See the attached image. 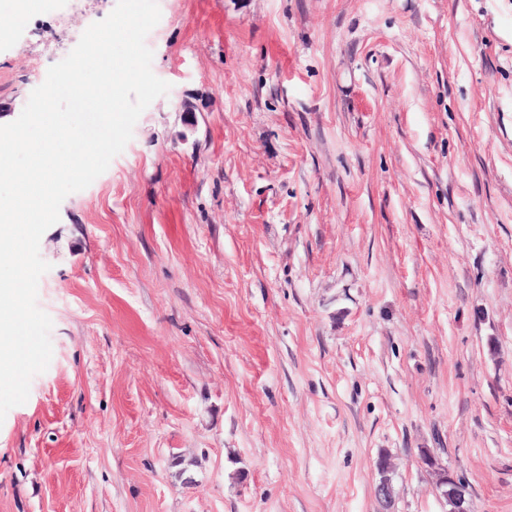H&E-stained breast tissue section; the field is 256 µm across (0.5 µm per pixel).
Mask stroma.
<instances>
[{
    "instance_id": "obj_1",
    "label": "stroma",
    "mask_w": 512,
    "mask_h": 512,
    "mask_svg": "<svg viewBox=\"0 0 512 512\" xmlns=\"http://www.w3.org/2000/svg\"><path fill=\"white\" fill-rule=\"evenodd\" d=\"M116 3L0 0V125ZM158 5L169 92L40 240L0 512H448L427 453L512 512V0Z\"/></svg>"
}]
</instances>
